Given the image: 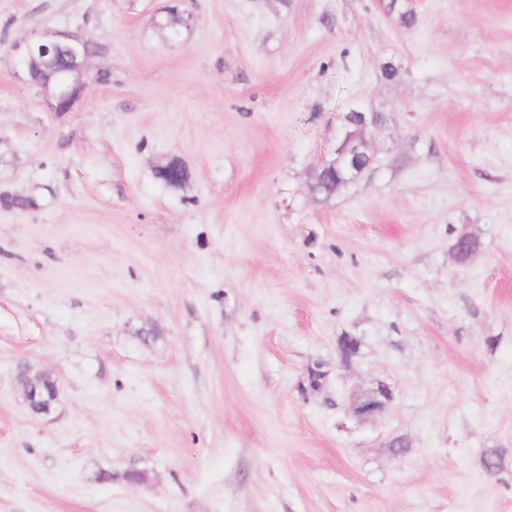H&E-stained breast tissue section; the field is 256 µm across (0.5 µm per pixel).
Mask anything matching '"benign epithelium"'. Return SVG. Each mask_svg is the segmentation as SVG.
Segmentation results:
<instances>
[{
    "label": "benign epithelium",
    "mask_w": 512,
    "mask_h": 512,
    "mask_svg": "<svg viewBox=\"0 0 512 512\" xmlns=\"http://www.w3.org/2000/svg\"><path fill=\"white\" fill-rule=\"evenodd\" d=\"M13 51L21 70L30 81H35L36 72L46 74L44 83H53L47 92L51 107L57 112H68L84 94L89 80V59L93 54V42L81 31H55L34 33L15 43ZM360 130L347 135L325 155L314 172V179L341 165L343 179L348 185L359 179L375 159L369 131L380 124L376 112L349 113ZM394 392L383 381L357 390L349 397V409L359 419L375 418L383 414L392 404Z\"/></svg>",
    "instance_id": "7a95c632"
}]
</instances>
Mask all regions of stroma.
Listing matches in <instances>:
<instances>
[{
  "label": "stroma",
  "instance_id": "obj_1",
  "mask_svg": "<svg viewBox=\"0 0 512 512\" xmlns=\"http://www.w3.org/2000/svg\"><path fill=\"white\" fill-rule=\"evenodd\" d=\"M35 30L95 43L71 111ZM353 108L375 161L315 200ZM0 512H512V0H0ZM393 400L392 388L384 381H377L370 388L352 392L349 409L359 419L375 418L383 414Z\"/></svg>",
  "mask_w": 512,
  "mask_h": 512
}]
</instances>
